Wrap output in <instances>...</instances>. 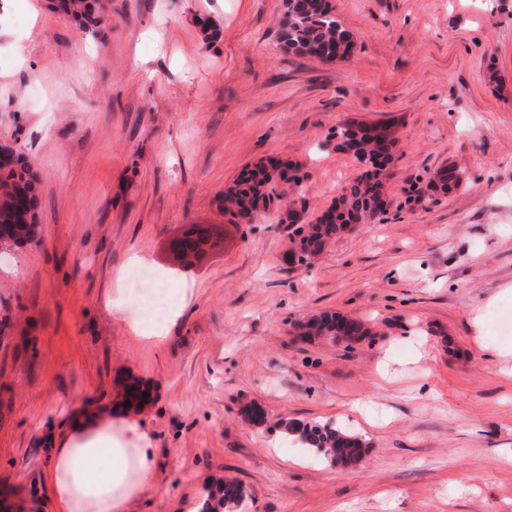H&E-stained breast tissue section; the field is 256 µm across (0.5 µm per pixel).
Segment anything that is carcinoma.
I'll return each instance as SVG.
<instances>
[{"mask_svg": "<svg viewBox=\"0 0 512 512\" xmlns=\"http://www.w3.org/2000/svg\"><path fill=\"white\" fill-rule=\"evenodd\" d=\"M291 19H282L280 39L286 51L318 60L323 63L343 61L352 49L348 31L331 15L325 0H292ZM95 0H63V9L75 17L94 21ZM341 140H355L360 150L372 158L390 160L397 139L382 137L367 126L347 125L336 132ZM30 164L23 155H18L13 166L0 165V198L20 192L31 193L30 201L38 205L36 183L29 179ZM299 182L295 169L287 162H260L248 172V177L239 179L224 192V209L233 217H252L267 209L272 199V183L276 179ZM462 176L454 169L444 170V176L432 184L433 191L446 193L459 187ZM384 194L382 173L360 175L343 187L330 209L336 216L326 221L318 220L298 230L300 237L295 254L298 260L309 259L319 254L349 224H366L381 213L377 199ZM302 335L325 337L332 342L352 344L371 335L365 324L339 313L320 312L313 314L301 325ZM287 437L298 440L304 447L332 462L352 465L359 460L366 443L362 437L339 426L328 423H299L288 420L278 422ZM249 496L245 487L235 479L224 481L219 496H210L203 503L202 512H240Z\"/></svg>", "mask_w": 512, "mask_h": 512, "instance_id": "cac0c4a2", "label": "carcinoma"}]
</instances>
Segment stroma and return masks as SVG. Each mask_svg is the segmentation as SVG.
<instances>
[{
	"instance_id": "stroma-1",
	"label": "stroma",
	"mask_w": 512,
	"mask_h": 512,
	"mask_svg": "<svg viewBox=\"0 0 512 512\" xmlns=\"http://www.w3.org/2000/svg\"><path fill=\"white\" fill-rule=\"evenodd\" d=\"M328 2L343 62L286 52L281 0H102L97 27L60 0L0 10V143L39 175L44 239L0 264V512H32L72 400L130 380L154 461L130 512H192L227 478L242 512H512V0ZM349 123L399 135L390 207L290 263L296 228L361 173L336 147ZM279 158L299 184L235 223L225 189ZM448 166L462 185L426 198ZM191 226L223 246L180 261ZM136 259L187 296L158 338L103 303ZM320 311L371 334L300 337ZM283 419L367 446L335 464Z\"/></svg>"
}]
</instances>
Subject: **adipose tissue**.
<instances>
[{
    "label": "adipose tissue",
    "instance_id": "1",
    "mask_svg": "<svg viewBox=\"0 0 512 512\" xmlns=\"http://www.w3.org/2000/svg\"><path fill=\"white\" fill-rule=\"evenodd\" d=\"M122 430V437H113L107 406L71 414L51 440L39 482L54 512H128L148 486L151 461L146 449L122 445L140 436L138 411H125Z\"/></svg>",
    "mask_w": 512,
    "mask_h": 512
}]
</instances>
